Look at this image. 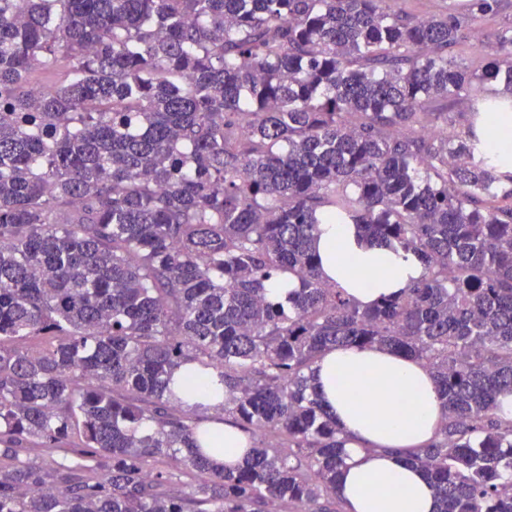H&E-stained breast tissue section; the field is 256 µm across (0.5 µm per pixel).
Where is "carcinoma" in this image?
<instances>
[{"label":"carcinoma","instance_id":"obj_1","mask_svg":"<svg viewBox=\"0 0 512 512\" xmlns=\"http://www.w3.org/2000/svg\"><path fill=\"white\" fill-rule=\"evenodd\" d=\"M500 2L0 0V512H344L336 346L433 373L438 512H512V24L455 55ZM336 222L422 277L359 305ZM399 7L407 11L430 15L446 11L450 4L463 3L462 0H400ZM224 428V464H240L246 456L245 446H241V441L237 430L230 425H222Z\"/></svg>","mask_w":512,"mask_h":512}]
</instances>
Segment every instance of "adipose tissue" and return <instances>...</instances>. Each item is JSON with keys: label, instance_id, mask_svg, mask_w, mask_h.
Wrapping results in <instances>:
<instances>
[{"label": "adipose tissue", "instance_id": "adipose-tissue-1", "mask_svg": "<svg viewBox=\"0 0 512 512\" xmlns=\"http://www.w3.org/2000/svg\"><path fill=\"white\" fill-rule=\"evenodd\" d=\"M317 249L326 278L361 305L418 280L413 254L367 243L353 224H323ZM313 383L347 439L337 492L346 512H435L425 474L405 449L427 444L443 411L436 383L413 358L377 348L338 347L313 365Z\"/></svg>", "mask_w": 512, "mask_h": 512}]
</instances>
